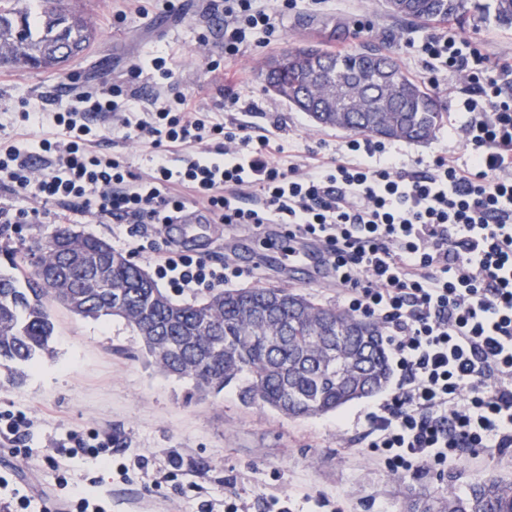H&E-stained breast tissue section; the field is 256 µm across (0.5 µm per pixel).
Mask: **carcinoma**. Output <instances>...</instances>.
Returning a JSON list of instances; mask_svg holds the SVG:
<instances>
[{"label": "carcinoma", "mask_w": 512, "mask_h": 512, "mask_svg": "<svg viewBox=\"0 0 512 512\" xmlns=\"http://www.w3.org/2000/svg\"><path fill=\"white\" fill-rule=\"evenodd\" d=\"M393 15L421 24L462 22L475 0H403ZM97 40L63 0H0V65L54 70ZM284 72L262 74L268 91L288 99L315 127L409 141L430 138L444 119L442 96L411 80L378 49L335 54L319 44L294 48ZM357 112L331 111L332 87ZM83 318L122 320L140 337L148 362L193 382L199 396L238 388L247 406L291 419L336 412L382 391L391 376L382 322L327 308L285 288L212 290L194 303L174 300L152 276L103 239L59 228L0 270V368L18 385L24 369L52 358L56 306ZM404 512H512V482L476 476L467 495L441 501L412 494Z\"/></svg>", "instance_id": "carcinoma-1"}]
</instances>
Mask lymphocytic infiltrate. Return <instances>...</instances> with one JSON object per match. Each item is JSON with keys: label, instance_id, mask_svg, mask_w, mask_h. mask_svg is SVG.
<instances>
[{"label": "lymphocytic infiltrate", "instance_id": "1", "mask_svg": "<svg viewBox=\"0 0 512 512\" xmlns=\"http://www.w3.org/2000/svg\"><path fill=\"white\" fill-rule=\"evenodd\" d=\"M257 27L275 30L256 0H224L225 53ZM421 52L426 68L469 80L457 101L465 164L441 157L417 174L383 143L353 139L334 156L283 165L270 138L205 123L184 94L135 118L124 107L137 88L104 83L54 112L60 135L40 142L45 167L16 145L0 147V187L125 224H173L192 204L227 224H284L290 238H316L337 298L388 328L399 379L365 414L388 469L399 475L444 465L465 448H511L512 95L502 91L512 59L489 61L451 31L428 37ZM101 113L156 150L147 178L102 152L107 129L89 120ZM204 142L209 151L196 154ZM244 197L256 207H242ZM154 273L182 292L230 282L224 265L176 252Z\"/></svg>", "mask_w": 512, "mask_h": 512}]
</instances>
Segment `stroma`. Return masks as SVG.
<instances>
[{"mask_svg": "<svg viewBox=\"0 0 512 512\" xmlns=\"http://www.w3.org/2000/svg\"><path fill=\"white\" fill-rule=\"evenodd\" d=\"M482 11L460 33L480 44L495 59L512 56V25L500 23L494 0H480ZM277 27L275 36L259 32L234 55L225 54L220 30L224 4L214 0L204 10L201 0H179L175 11L158 10L153 0H65L66 8L95 24L100 39L83 56L58 71L0 67V139L30 149L58 129L51 123L22 127L20 110H43L44 98L55 95L65 108L63 85L125 82L133 68L162 57L174 68V91L191 98L198 109L225 124L246 125L252 135L269 136L287 155L302 160L312 152L335 153L350 133L312 127L305 113L265 89V61L310 42L347 52L370 43L398 58L406 73L439 92L447 110L436 135L427 142L386 140L408 170L422 171L439 156L466 160L453 134L462 115L456 101L468 84L466 76L442 69L429 74L415 46L445 31V24L420 25L389 14L383 0H258ZM208 48H201V38ZM219 61L209 71L211 61ZM238 103L228 109L225 96ZM106 153L118 158L138 177L152 166L148 146L125 139L112 129ZM14 210L39 207L40 224H21L14 243L47 239L59 225L54 204H35L21 193L0 191V206ZM71 225L107 240L114 250L153 271V259L172 250L154 226L139 225V238L125 227L100 223L90 213L73 216ZM284 224H214L204 245L190 254L224 262L240 270L232 282L239 288L255 283L289 286L281 266L263 255L266 234L283 235ZM151 242L137 252L139 240ZM52 360L27 369L21 387L0 384V414H23L31 426L16 445L0 443V476L9 487L31 495L33 512H62L64 499L87 498L108 512H197L199 500L210 512H225L236 503L240 512H264L271 498L287 501L290 512H401L409 492L429 489L439 497L463 495L472 475L512 479L511 448H467L439 469L395 475L383 457L367 445L364 415L369 399L355 401L335 413L291 420L259 407H246L235 388L216 396L193 397L188 380L165 375L149 365L141 342L118 319H86L59 308ZM103 430L112 437V461L77 455L58 456L55 442L68 434Z\"/></svg>", "mask_w": 512, "mask_h": 512, "instance_id": "35a3bbf8", "label": "stroma"}]
</instances>
